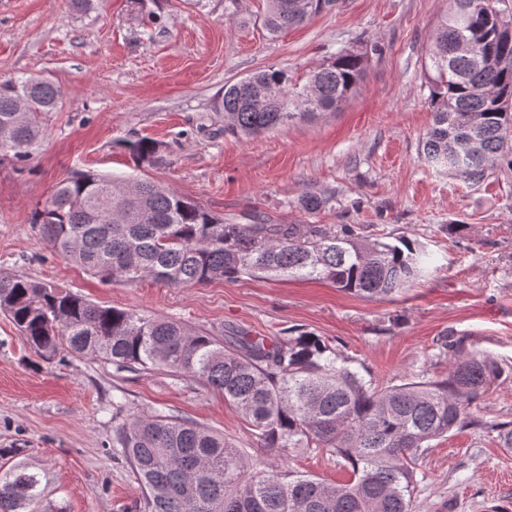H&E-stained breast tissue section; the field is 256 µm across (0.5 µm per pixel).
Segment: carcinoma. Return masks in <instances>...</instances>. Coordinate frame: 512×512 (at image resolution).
I'll return each mask as SVG.
<instances>
[{
	"label": "carcinoma",
	"mask_w": 512,
	"mask_h": 512,
	"mask_svg": "<svg viewBox=\"0 0 512 512\" xmlns=\"http://www.w3.org/2000/svg\"><path fill=\"white\" fill-rule=\"evenodd\" d=\"M334 0H269L263 19L275 38ZM427 52L426 102L433 124L421 157L437 171L481 182L496 164L512 168V63L478 65L460 49L512 60L504 0H452ZM375 44L331 55L302 85L279 68L224 86V129L253 136L336 109L356 88ZM62 91L49 79L0 80V161L28 165L41 149ZM135 166L162 161L151 139L122 143ZM31 223L47 244L103 282L144 278L171 286L275 275L323 279L367 299H390L425 273L430 253L399 237L338 236L316 224H226L168 186L138 177L78 171L59 182ZM0 313L31 349L51 359L69 351L118 370H163L198 379L250 420L257 448L282 458L263 475L249 455L193 421L139 416L115 429L113 447L142 489L136 512H413L418 460L431 442L478 426L512 448V422L479 421L470 405L500 377L489 356L471 352L427 381L381 386L319 336L266 341L218 338L129 309L103 307L54 284L0 275ZM321 448L350 479L331 485L289 469L288 450ZM39 474L0 473V512H40Z\"/></svg>",
	"instance_id": "cac0c4a2"
}]
</instances>
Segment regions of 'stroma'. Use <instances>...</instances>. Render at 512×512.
<instances>
[{
	"instance_id": "35a3bbf8",
	"label": "stroma",
	"mask_w": 512,
	"mask_h": 512,
	"mask_svg": "<svg viewBox=\"0 0 512 512\" xmlns=\"http://www.w3.org/2000/svg\"><path fill=\"white\" fill-rule=\"evenodd\" d=\"M449 0H338L298 28L268 37L266 0H0V80L40 75L63 92L28 170L0 163V273L23 274L90 301L177 320L216 336L288 338L311 332L357 360L377 383L447 372L444 345L488 354L504 374L471 406L512 420V169L470 185L423 164L432 123L425 57ZM374 42L360 82L336 110L244 137L225 131L224 86L260 69L304 82L330 52ZM163 148L135 166L122 141ZM78 170L148 178L230 224L350 225L407 237L432 255L428 275L388 300L286 276L172 287L104 283L55 253L33 211ZM325 198L310 213L304 195ZM449 224L464 225L448 236ZM188 419L246 449L255 472L273 465L250 423L217 390L161 370L119 371L66 351L37 355L0 315V467L41 477L43 503L65 512H135L141 490L112 453L117 424L150 410ZM292 471L348 481L328 452L298 448ZM414 512H512V449L465 427L434 440L417 473Z\"/></svg>"
}]
</instances>
